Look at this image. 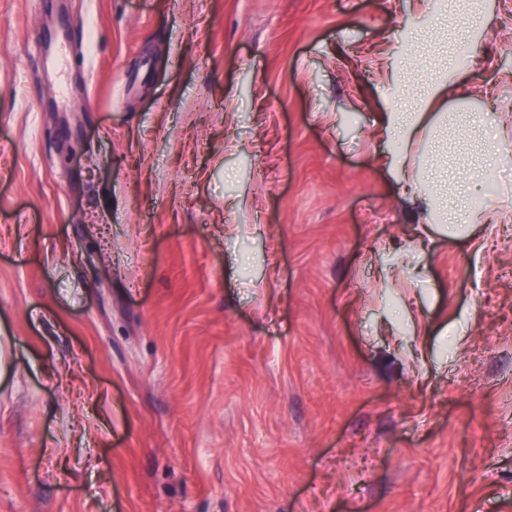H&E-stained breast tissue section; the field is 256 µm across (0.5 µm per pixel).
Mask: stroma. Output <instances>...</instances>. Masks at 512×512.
Instances as JSON below:
<instances>
[{
	"instance_id": "35a3bbf8",
	"label": "stroma",
	"mask_w": 512,
	"mask_h": 512,
	"mask_svg": "<svg viewBox=\"0 0 512 512\" xmlns=\"http://www.w3.org/2000/svg\"><path fill=\"white\" fill-rule=\"evenodd\" d=\"M483 3L0 0V512H512V223L423 232L378 129L443 32L512 113Z\"/></svg>"
}]
</instances>
